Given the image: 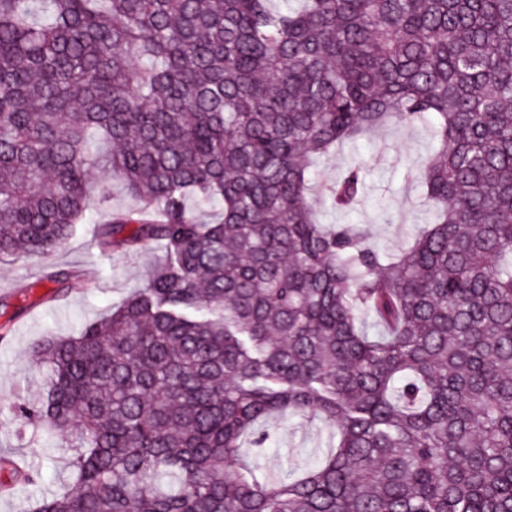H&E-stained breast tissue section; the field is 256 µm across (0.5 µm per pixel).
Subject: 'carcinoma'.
Wrapping results in <instances>:
<instances>
[{"label": "carcinoma", "mask_w": 512, "mask_h": 512, "mask_svg": "<svg viewBox=\"0 0 512 512\" xmlns=\"http://www.w3.org/2000/svg\"><path fill=\"white\" fill-rule=\"evenodd\" d=\"M425 116L400 255L316 220L317 159ZM99 173L137 202L101 252L164 255L32 346L11 411L75 475L35 512H512V0H0V258L65 245ZM287 413L335 428L297 475L250 459Z\"/></svg>", "instance_id": "carcinoma-1"}]
</instances>
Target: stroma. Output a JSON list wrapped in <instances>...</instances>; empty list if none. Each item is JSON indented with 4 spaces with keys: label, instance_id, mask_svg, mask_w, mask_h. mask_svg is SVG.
Segmentation results:
<instances>
[{
    "label": "stroma",
    "instance_id": "1",
    "mask_svg": "<svg viewBox=\"0 0 512 512\" xmlns=\"http://www.w3.org/2000/svg\"><path fill=\"white\" fill-rule=\"evenodd\" d=\"M429 146L426 124L404 126L393 122L378 131L370 142L343 145L319 160L317 180L327 184L342 168L358 164L365 181L364 196L357 208L340 215L324 208L319 193L311 201L324 224H360L371 243L396 253L422 228L425 213L421 189L408 171L425 156ZM99 185L109 189V205L95 209L90 223L77 225L67 243L51 257L0 263V324L12 326L0 335V455L25 460L32 483H10L0 494V512H34V499L56 494L72 486L70 450L54 439L24 427L14 417L12 404L26 400L41 381L44 371L30 357L31 346L42 336L75 334L84 322L104 315L130 294L145 287L147 273L162 256L152 247L136 254H102L94 244L95 225L105 223L110 211L134 204L116 179L100 176ZM78 271L80 281L59 302H45L50 284L40 283L43 268ZM274 435L263 464L269 469L289 464L303 470L317 449L326 447L329 424L300 416L278 418L270 423Z\"/></svg>",
    "mask_w": 512,
    "mask_h": 512
}]
</instances>
